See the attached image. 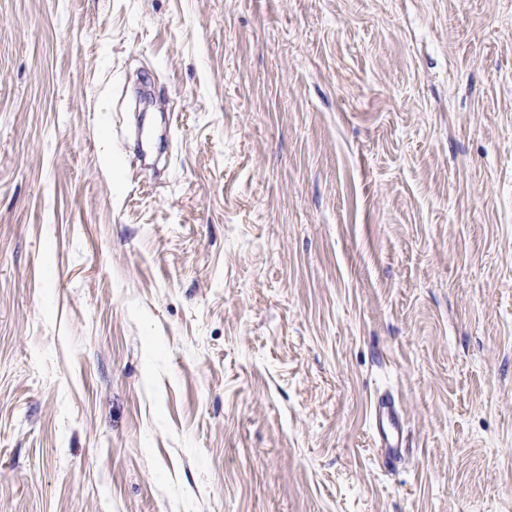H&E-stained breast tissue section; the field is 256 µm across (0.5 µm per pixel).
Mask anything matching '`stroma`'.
<instances>
[{"instance_id":"1","label":"stroma","mask_w":512,"mask_h":512,"mask_svg":"<svg viewBox=\"0 0 512 512\" xmlns=\"http://www.w3.org/2000/svg\"><path fill=\"white\" fill-rule=\"evenodd\" d=\"M0 512H512V0H0ZM373 430L381 448V462L396 467L406 455L408 439L399 405L389 396L381 395L372 410Z\"/></svg>"}]
</instances>
